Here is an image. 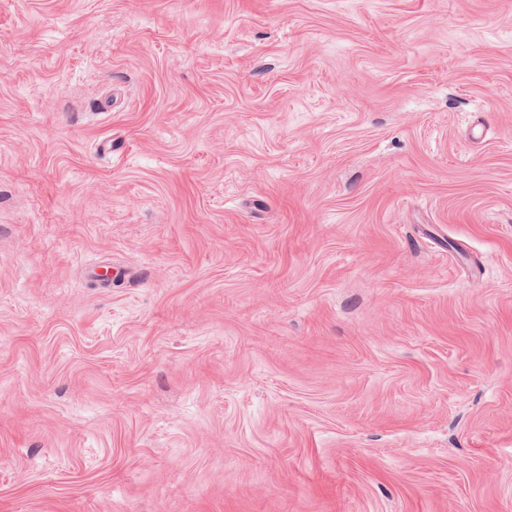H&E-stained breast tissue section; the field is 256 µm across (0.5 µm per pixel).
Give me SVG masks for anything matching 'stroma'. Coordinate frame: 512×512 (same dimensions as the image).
Listing matches in <instances>:
<instances>
[{
    "label": "stroma",
    "mask_w": 512,
    "mask_h": 512,
    "mask_svg": "<svg viewBox=\"0 0 512 512\" xmlns=\"http://www.w3.org/2000/svg\"><path fill=\"white\" fill-rule=\"evenodd\" d=\"M0 512H512V0H0Z\"/></svg>",
    "instance_id": "obj_1"
}]
</instances>
